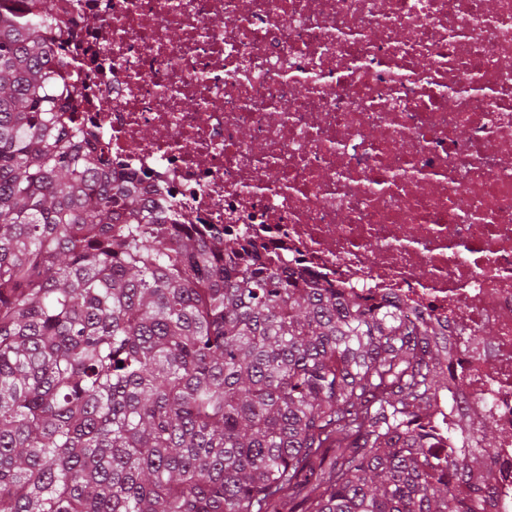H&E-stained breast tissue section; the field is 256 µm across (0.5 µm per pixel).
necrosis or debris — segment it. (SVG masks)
Here are the masks:
<instances>
[{"label":"necrosis or debris","mask_w":512,"mask_h":512,"mask_svg":"<svg viewBox=\"0 0 512 512\" xmlns=\"http://www.w3.org/2000/svg\"><path fill=\"white\" fill-rule=\"evenodd\" d=\"M72 105L186 224L423 317L512 512V0H67Z\"/></svg>","instance_id":"obj_1"}]
</instances>
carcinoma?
<instances>
[{"label":"carcinoma","mask_w":512,"mask_h":512,"mask_svg":"<svg viewBox=\"0 0 512 512\" xmlns=\"http://www.w3.org/2000/svg\"><path fill=\"white\" fill-rule=\"evenodd\" d=\"M59 0H0V512H492L448 340L144 197L63 117Z\"/></svg>","instance_id":"1"}]
</instances>
